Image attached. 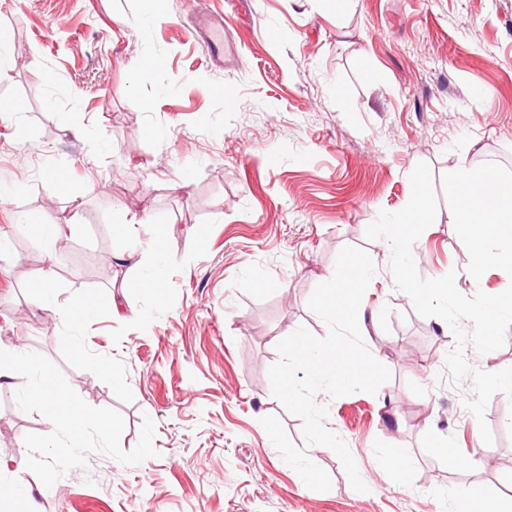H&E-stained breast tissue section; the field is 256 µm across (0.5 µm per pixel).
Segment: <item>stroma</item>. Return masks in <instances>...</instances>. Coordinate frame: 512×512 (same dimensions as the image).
Wrapping results in <instances>:
<instances>
[{
    "instance_id": "obj_1",
    "label": "stroma",
    "mask_w": 512,
    "mask_h": 512,
    "mask_svg": "<svg viewBox=\"0 0 512 512\" xmlns=\"http://www.w3.org/2000/svg\"><path fill=\"white\" fill-rule=\"evenodd\" d=\"M209 3L242 47L236 70L189 34L194 0H0V104L22 109L0 115V347L26 361L0 381V483L38 489L40 512H454L512 495V398L490 399L484 445L471 383L448 374L450 327L414 310L390 248L365 234L427 163L437 213L412 247L419 274L455 272L468 296L512 284L499 268L468 276L441 184L486 162L512 170V0ZM147 58L159 64L141 81ZM32 212L68 228L52 264L61 299L100 297L69 345L37 299L45 249L17 221ZM128 213L169 229L138 266L113 259L131 244L112 230ZM346 246L375 264L359 326L391 378L317 401L364 493L324 446L310 458L331 487L307 488L260 423L275 416L304 443L269 369L298 328L326 336L308 300ZM146 278L162 297L140 292ZM43 370L113 428L77 444L56 430L29 391ZM34 436L46 447H27ZM441 439L475 465L448 469Z\"/></svg>"
}]
</instances>
